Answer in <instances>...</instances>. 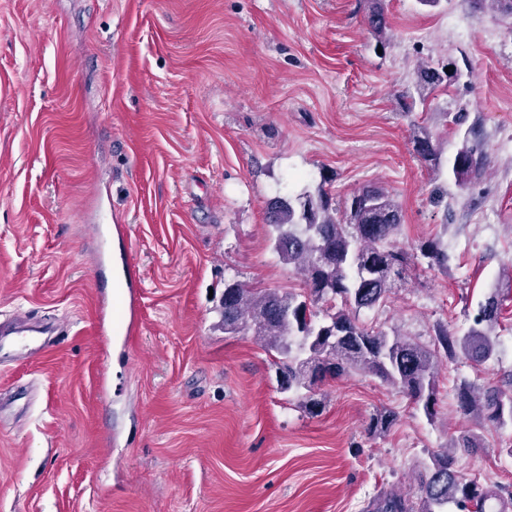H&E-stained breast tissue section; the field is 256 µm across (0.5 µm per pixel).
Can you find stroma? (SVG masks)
Wrapping results in <instances>:
<instances>
[{
	"instance_id": "obj_1",
	"label": "stroma",
	"mask_w": 512,
	"mask_h": 512,
	"mask_svg": "<svg viewBox=\"0 0 512 512\" xmlns=\"http://www.w3.org/2000/svg\"><path fill=\"white\" fill-rule=\"evenodd\" d=\"M382 4L380 45L359 0H0V313L59 326L43 356H0V512H363L386 489L419 497L416 474L463 434L477 447L457 469L512 487V427L455 399L512 373V19ZM423 59L462 75L403 111ZM462 107L489 152L463 186L413 143L430 132L450 158ZM323 181L337 206L385 186L397 245L448 249L365 325L428 346L506 299L489 360L440 363L433 416L359 370L309 414L255 336L218 325L225 281L302 292L266 207ZM126 262L142 293L128 343L99 325ZM386 409L396 423L369 435Z\"/></svg>"
}]
</instances>
